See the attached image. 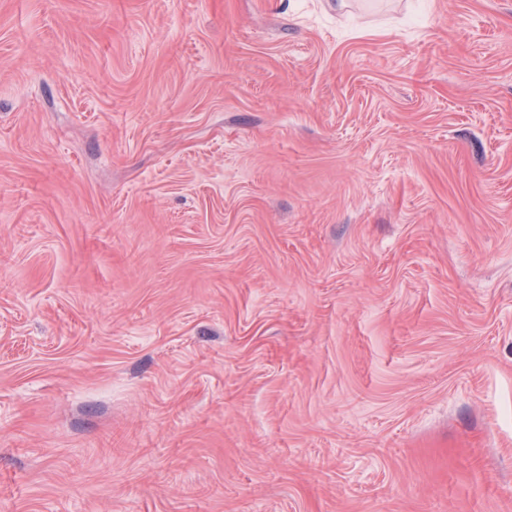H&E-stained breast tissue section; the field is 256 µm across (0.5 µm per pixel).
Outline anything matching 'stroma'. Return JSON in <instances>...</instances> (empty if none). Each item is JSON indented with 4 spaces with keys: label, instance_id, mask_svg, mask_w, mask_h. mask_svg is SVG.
I'll return each instance as SVG.
<instances>
[{
    "label": "stroma",
    "instance_id": "stroma-1",
    "mask_svg": "<svg viewBox=\"0 0 512 512\" xmlns=\"http://www.w3.org/2000/svg\"><path fill=\"white\" fill-rule=\"evenodd\" d=\"M0 512H512V0H0Z\"/></svg>",
    "mask_w": 512,
    "mask_h": 512
}]
</instances>
